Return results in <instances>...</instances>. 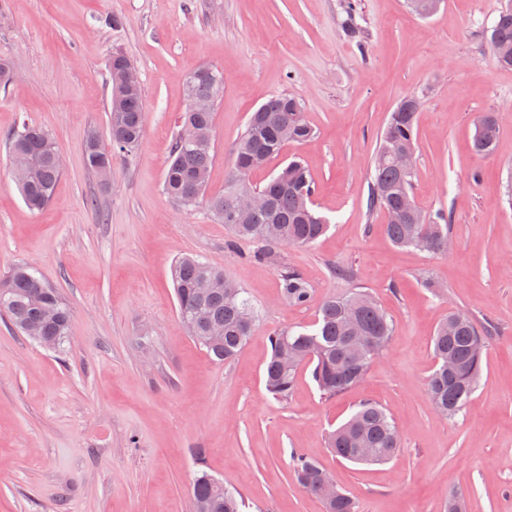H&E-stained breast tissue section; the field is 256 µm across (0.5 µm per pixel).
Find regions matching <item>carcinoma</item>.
<instances>
[{
    "label": "carcinoma",
    "instance_id": "carcinoma-1",
    "mask_svg": "<svg viewBox=\"0 0 512 512\" xmlns=\"http://www.w3.org/2000/svg\"><path fill=\"white\" fill-rule=\"evenodd\" d=\"M494 58L502 68L512 69V7L501 9L489 36ZM133 66L124 54L109 67L112 85L108 105L110 146L95 136L85 145L86 166L97 174L112 168V155L131 153L142 141L144 111L141 87L126 88L124 69ZM221 72L211 68L187 84L189 100L216 99L223 86ZM419 107L417 98L406 97L390 113L380 136L374 169L370 174L369 209L385 211L407 206L412 193L413 173L403 172L383 156L386 139L404 145L415 144ZM214 113L183 112L181 126L195 125L200 133L212 132ZM493 114L482 116L475 125L473 151L486 155L496 144ZM314 136L298 99L286 95L270 98L254 112L233 151L231 175L224 192L205 196L215 152L175 136L164 172L165 194L184 207L206 201L211 214L224 223L237 239H248L263 247L309 246L327 231L328 221L314 208L315 182L307 166L292 159L279 167L259 187L249 176L277 157L286 145ZM9 152L23 153L30 166L29 181L20 187L25 204L42 210L53 200L62 176L58 147L43 129L22 124L9 139ZM247 189L264 197L267 204L250 210L241 208L238 192ZM389 239L399 248H413L430 254L448 252V216L437 211L414 224L404 221L385 224ZM177 313L194 320L192 340L217 361H228L246 345L257 312L244 288L224 276L219 269L193 256L178 258L172 267ZM281 296L294 306H305L312 299V288L297 271L281 275ZM53 309L57 317H46ZM0 312L11 326L26 334L31 324L41 326L43 335L54 339L55 351L64 350L71 336L72 313L56 289L49 286L29 265H18L0 282ZM224 328L218 344L208 341L211 326ZM394 332L392 320L366 293L330 297L318 306L314 322L302 330H280L270 337V354L265 367L267 391L283 402L293 391L302 368H311L313 382L321 394L334 396L359 384L385 351ZM436 365L427 379L428 399L444 419L463 413L483 371L487 331L468 316L450 313L432 337ZM328 448L338 457L357 465L384 464L400 450V430L396 420L374 401L361 402L350 417L328 436ZM295 480L308 492L319 495L329 475L320 463L303 456H292ZM195 512H242L236 493L205 471L193 483ZM325 512H356L352 498L338 491L336 499L324 503Z\"/></svg>",
    "mask_w": 512,
    "mask_h": 512
}]
</instances>
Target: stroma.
I'll return each instance as SVG.
<instances>
[{
    "label": "stroma",
    "instance_id": "stroma-1",
    "mask_svg": "<svg viewBox=\"0 0 512 512\" xmlns=\"http://www.w3.org/2000/svg\"><path fill=\"white\" fill-rule=\"evenodd\" d=\"M502 0H442L422 19L406 0H0V278L33 266L73 312L63 352L0 316V512H194L199 471L239 492L242 512H325L291 469L318 461L358 512H512V69L487 32ZM120 19L105 25L106 16ZM133 60L144 136L101 181L84 163L89 136L108 142V61ZM224 77L215 104L208 191L223 192L236 142L271 97L300 100L314 138L291 143L315 181L327 233L255 258L230 243L205 205L167 197L164 171L188 105L190 74ZM417 97L413 196L450 218L447 253L395 247L366 206L377 140ZM498 124L474 154L479 115ZM56 140L63 174L52 203L30 211L6 136L22 124ZM193 254L245 288L259 318L246 346L216 362L175 310L171 268ZM349 270L334 276V267ZM298 270L314 296L291 306L279 276ZM370 293L394 322L366 378L326 397L301 372L285 402L265 389L269 338L310 325L319 303ZM490 328L481 380L456 422L432 409L431 337L448 313ZM365 400L398 422L402 447L383 465L341 460L329 432Z\"/></svg>",
    "mask_w": 512,
    "mask_h": 512
}]
</instances>
